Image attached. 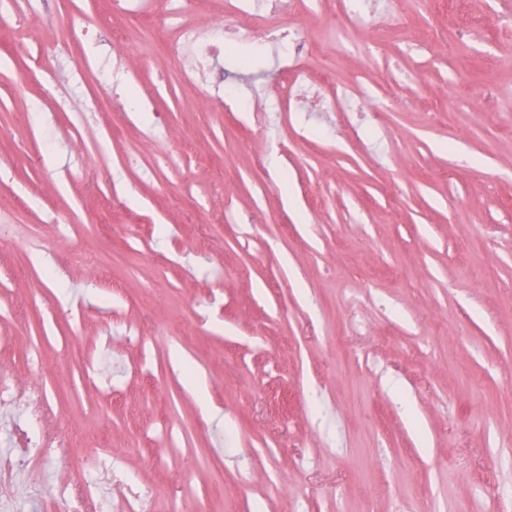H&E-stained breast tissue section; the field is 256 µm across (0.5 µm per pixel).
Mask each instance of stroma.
I'll use <instances>...</instances> for the list:
<instances>
[{
	"instance_id": "35a3bbf8",
	"label": "stroma",
	"mask_w": 512,
	"mask_h": 512,
	"mask_svg": "<svg viewBox=\"0 0 512 512\" xmlns=\"http://www.w3.org/2000/svg\"><path fill=\"white\" fill-rule=\"evenodd\" d=\"M502 8L436 11L463 37L432 42L412 25L421 0L349 23L299 5L287 20L308 70L326 91L362 76L370 109L260 127L225 111L223 89L170 75L168 32H216L220 0H151L155 39L127 32L144 112L91 102L112 43L75 25L111 32L112 0H64L47 27L28 0L0 13V373L49 389L50 436L101 450L83 472L51 465L32 512L98 477L116 499L150 487L149 512H512ZM223 65L252 104L275 102L257 45H226ZM202 97L212 111H195ZM50 214L79 232L59 236ZM166 424L183 447L157 439Z\"/></svg>"
}]
</instances>
